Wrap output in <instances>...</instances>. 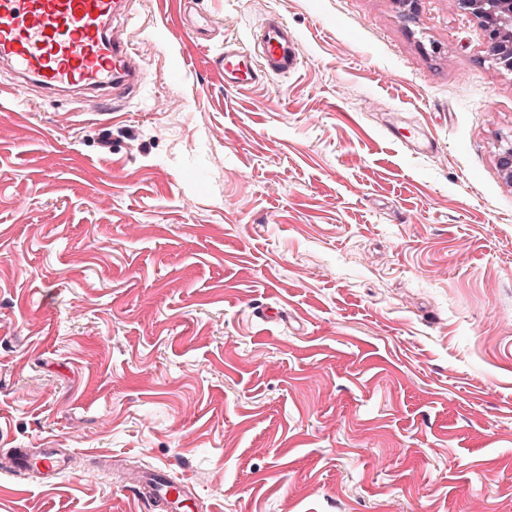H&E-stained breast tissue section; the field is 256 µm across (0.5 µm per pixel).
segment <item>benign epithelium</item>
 I'll return each mask as SVG.
<instances>
[{"label": "benign epithelium", "mask_w": 512, "mask_h": 512, "mask_svg": "<svg viewBox=\"0 0 512 512\" xmlns=\"http://www.w3.org/2000/svg\"><path fill=\"white\" fill-rule=\"evenodd\" d=\"M459 7L483 24L488 43L495 46L494 62L512 71V0H457ZM499 170L512 185V141L501 151Z\"/></svg>", "instance_id": "1"}]
</instances>
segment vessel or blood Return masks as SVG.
<instances>
[{"mask_svg": "<svg viewBox=\"0 0 512 512\" xmlns=\"http://www.w3.org/2000/svg\"><path fill=\"white\" fill-rule=\"evenodd\" d=\"M127 0H0V62L16 76L8 94L33 86L54 94L65 86L96 92L104 110L117 107L142 84V70L128 39L111 31ZM254 48L228 41L211 64L228 86L259 84L298 69L302 57L294 32L278 16L257 28ZM18 464L47 477L68 470L58 449L20 448ZM135 495L151 512H197L187 481L161 470L134 478Z\"/></svg>", "mask_w": 512, "mask_h": 512, "instance_id": "1", "label": "vessel or blood"}]
</instances>
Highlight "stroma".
<instances>
[{
    "instance_id": "35a3bbf8",
    "label": "stroma",
    "mask_w": 512,
    "mask_h": 512,
    "mask_svg": "<svg viewBox=\"0 0 512 512\" xmlns=\"http://www.w3.org/2000/svg\"><path fill=\"white\" fill-rule=\"evenodd\" d=\"M268 14L288 76L208 66ZM199 43L187 72L167 30ZM120 112L0 101V512H512V72L456 0H129ZM110 137L111 150L99 141ZM36 448H17L18 464L28 470L39 472L44 478L54 479L69 469L70 459L58 449L34 451ZM131 488L135 495L156 512H196L195 498L187 481H176L163 471L136 477Z\"/></svg>"
}]
</instances>
